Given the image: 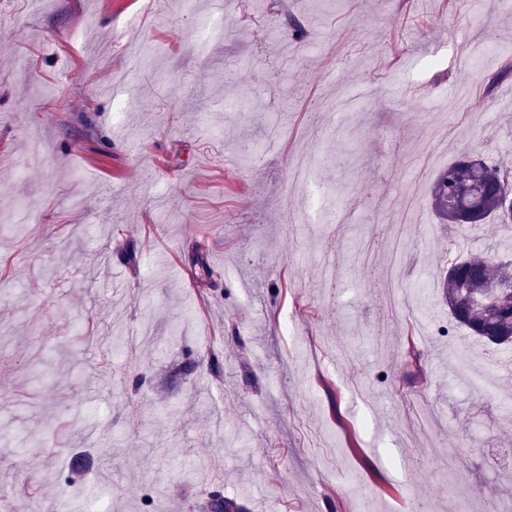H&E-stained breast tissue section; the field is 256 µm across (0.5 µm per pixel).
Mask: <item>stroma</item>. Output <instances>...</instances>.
Listing matches in <instances>:
<instances>
[{
	"instance_id": "stroma-1",
	"label": "stroma",
	"mask_w": 512,
	"mask_h": 512,
	"mask_svg": "<svg viewBox=\"0 0 512 512\" xmlns=\"http://www.w3.org/2000/svg\"><path fill=\"white\" fill-rule=\"evenodd\" d=\"M221 3L0 0V496L480 512L512 348L439 276L507 230L429 192L512 162V0Z\"/></svg>"
}]
</instances>
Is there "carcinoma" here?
<instances>
[{
  "label": "carcinoma",
  "instance_id": "cac0c4a2",
  "mask_svg": "<svg viewBox=\"0 0 512 512\" xmlns=\"http://www.w3.org/2000/svg\"><path fill=\"white\" fill-rule=\"evenodd\" d=\"M512 199V168L488 165L465 156L448 165L431 188L429 204L438 222L458 227L511 224L503 202ZM489 283L512 289V247L497 245L486 257H469L444 272L441 284L448 314L459 326L492 345L512 336V307L495 311L468 304L469 293ZM209 512H245L234 499L213 500Z\"/></svg>",
  "mask_w": 512,
  "mask_h": 512
}]
</instances>
